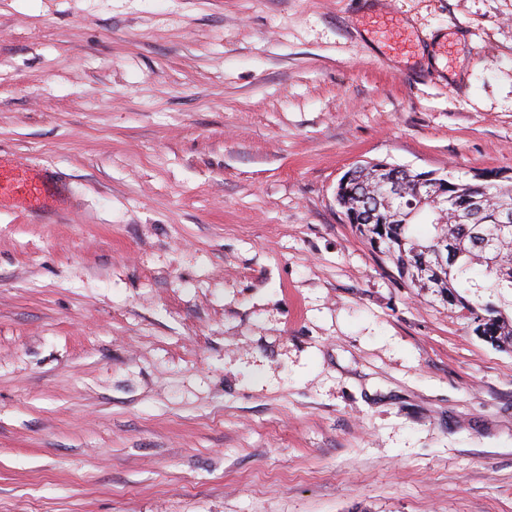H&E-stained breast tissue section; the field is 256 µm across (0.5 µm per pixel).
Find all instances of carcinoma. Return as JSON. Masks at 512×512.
<instances>
[{"label":"carcinoma","mask_w":512,"mask_h":512,"mask_svg":"<svg viewBox=\"0 0 512 512\" xmlns=\"http://www.w3.org/2000/svg\"><path fill=\"white\" fill-rule=\"evenodd\" d=\"M416 177L409 169L359 170L356 196L351 198V207L362 220L357 230L395 262L412 287L436 289L448 300L449 309L468 312L477 335L512 348V315L493 297L471 292L488 288L499 297L504 291L512 293V223H500L502 206L512 207V184L460 183L448 174V213L410 219L415 201L411 183ZM393 181L408 186L396 202L386 196ZM460 212L470 219L457 220ZM437 250L446 256L443 265L432 264Z\"/></svg>","instance_id":"carcinoma-1"}]
</instances>
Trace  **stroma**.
I'll return each instance as SVG.
<instances>
[{
	"instance_id": "stroma-1",
	"label": "stroma",
	"mask_w": 512,
	"mask_h": 512,
	"mask_svg": "<svg viewBox=\"0 0 512 512\" xmlns=\"http://www.w3.org/2000/svg\"><path fill=\"white\" fill-rule=\"evenodd\" d=\"M0 512H512V351L348 224L512 176V0H0ZM47 168L24 164L0 165V201L13 197L15 202L33 211L63 210L66 201L44 194L42 183Z\"/></svg>"
}]
</instances>
